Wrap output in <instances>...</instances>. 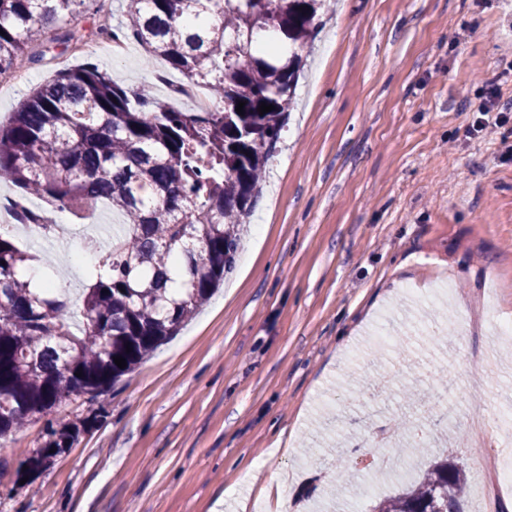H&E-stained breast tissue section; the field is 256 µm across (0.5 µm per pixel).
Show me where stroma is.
I'll return each mask as SVG.
<instances>
[{"label":"stroma","instance_id":"1","mask_svg":"<svg viewBox=\"0 0 512 512\" xmlns=\"http://www.w3.org/2000/svg\"><path fill=\"white\" fill-rule=\"evenodd\" d=\"M511 13L512 0H331L235 272L32 485L15 473L47 424L98 404L62 403L0 441V512H273L272 485L288 512H370L374 498L339 489L343 465L377 471L361 443L395 408L377 376L453 380L479 416L512 407V341L491 326L512 319V162L498 159L512 128L469 133L467 106L512 59ZM89 60L195 109L183 76L137 43L88 56L52 42L0 90V121ZM27 248L82 296L81 254ZM436 277L452 299L429 292Z\"/></svg>","mask_w":512,"mask_h":512}]
</instances>
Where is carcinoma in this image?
I'll return each instance as SVG.
<instances>
[{"instance_id": "cac0c4a2", "label": "carcinoma", "mask_w": 512, "mask_h": 512, "mask_svg": "<svg viewBox=\"0 0 512 512\" xmlns=\"http://www.w3.org/2000/svg\"><path fill=\"white\" fill-rule=\"evenodd\" d=\"M98 2L0 0V74L40 62L38 47L59 23L67 29L56 40L84 43L79 19ZM324 2L126 0L124 26L98 37L135 41L187 86L208 87L219 108L181 112L146 93L134 98L87 62L35 88L0 125V182L17 189L20 223L51 225L59 210L82 219L103 201L127 218L92 268L78 334L66 297L35 293L18 275L36 256L0 228V403L10 405L0 408V439L66 399L92 403L109 392L224 280ZM263 103L274 110L259 114ZM28 196L49 207L28 210ZM88 423L48 424L43 450L77 444ZM469 492L465 470L436 459L373 512H461Z\"/></svg>"}]
</instances>
